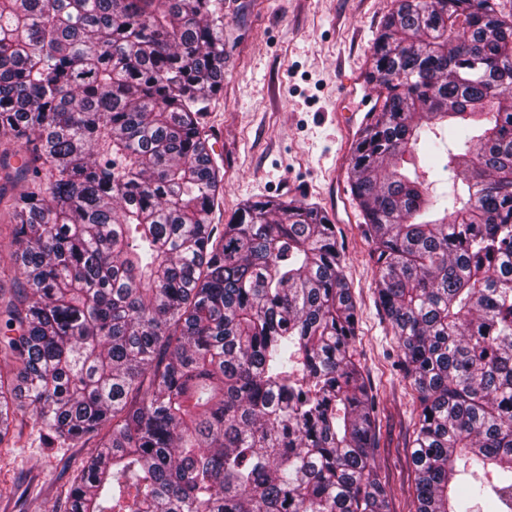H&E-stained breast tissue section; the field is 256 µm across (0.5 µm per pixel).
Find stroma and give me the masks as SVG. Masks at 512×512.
I'll return each mask as SVG.
<instances>
[{
    "label": "stroma",
    "mask_w": 512,
    "mask_h": 512,
    "mask_svg": "<svg viewBox=\"0 0 512 512\" xmlns=\"http://www.w3.org/2000/svg\"><path fill=\"white\" fill-rule=\"evenodd\" d=\"M391 0H224V89L204 116L224 175L215 221L227 223L248 201L300 199L335 209L342 266L357 312L355 350L379 400L376 465L392 488V512H410L416 394L393 367L397 339L377 304L371 241L357 206L335 181H347L351 147L366 111L363 94L343 87L366 72ZM0 181V288L20 281L7 201ZM21 406L9 445L0 446V512H66L64 490L83 449L45 448Z\"/></svg>",
    "instance_id": "35a3bbf8"
}]
</instances>
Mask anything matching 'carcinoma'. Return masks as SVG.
Here are the masks:
<instances>
[{"mask_svg": "<svg viewBox=\"0 0 512 512\" xmlns=\"http://www.w3.org/2000/svg\"><path fill=\"white\" fill-rule=\"evenodd\" d=\"M369 78L348 183L421 408L414 512H512V19L395 0ZM223 89L224 0H0V134L34 153L0 359L86 448L70 512H391L334 224L211 223Z\"/></svg>", "mask_w": 512, "mask_h": 512, "instance_id": "obj_1", "label": "carcinoma"}]
</instances>
